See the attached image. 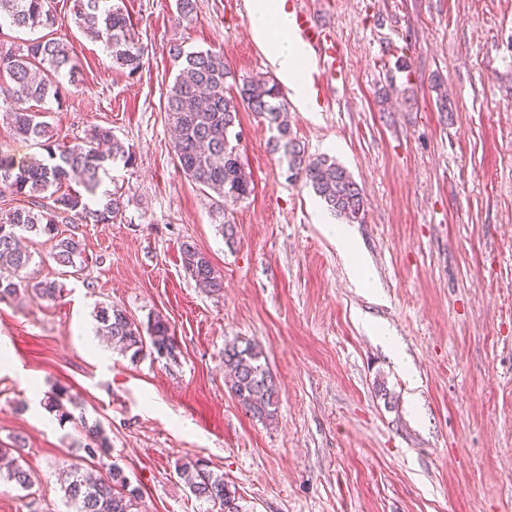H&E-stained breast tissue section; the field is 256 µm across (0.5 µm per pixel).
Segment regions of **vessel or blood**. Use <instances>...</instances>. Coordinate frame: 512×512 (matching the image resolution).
<instances>
[{
	"label": "vessel or blood",
	"instance_id": "vessel-or-blood-1",
	"mask_svg": "<svg viewBox=\"0 0 512 512\" xmlns=\"http://www.w3.org/2000/svg\"><path fill=\"white\" fill-rule=\"evenodd\" d=\"M290 12L291 35L314 56L313 88L317 95H326L336 82L347 77L342 45L334 29L319 20L307 0H291Z\"/></svg>",
	"mask_w": 512,
	"mask_h": 512
}]
</instances>
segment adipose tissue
Here are the masks:
<instances>
[{
	"instance_id": "ef3b65f1",
	"label": "adipose tissue",
	"mask_w": 512,
	"mask_h": 512,
	"mask_svg": "<svg viewBox=\"0 0 512 512\" xmlns=\"http://www.w3.org/2000/svg\"><path fill=\"white\" fill-rule=\"evenodd\" d=\"M251 33L262 47L277 76L297 94H304L303 71L307 51L288 34L290 14L286 0H248Z\"/></svg>"
}]
</instances>
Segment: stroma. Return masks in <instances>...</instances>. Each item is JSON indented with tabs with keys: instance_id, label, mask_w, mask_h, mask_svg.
Here are the masks:
<instances>
[{
	"instance_id": "obj_1",
	"label": "stroma",
	"mask_w": 512,
	"mask_h": 512,
	"mask_svg": "<svg viewBox=\"0 0 512 512\" xmlns=\"http://www.w3.org/2000/svg\"><path fill=\"white\" fill-rule=\"evenodd\" d=\"M240 0H118L144 49L134 77L51 0L52 35L79 60L78 85L46 101L58 142L111 128L134 164L101 188L122 221L63 224L83 262L63 269L30 236L34 275L53 301H0V448L30 469L0 482V512H68L62 470L98 472L79 422L42 403L64 385L100 422L111 460L140 488L138 512H213L175 469L206 459L247 512H512V0H312L340 39L349 80L288 120L308 155L344 166L364 191L350 229L371 266L356 284L325 224L337 218L289 179L271 133L241 112L240 155L254 190L226 238L211 202L176 165L161 107L170 52H223L236 79L274 71ZM415 79H397L396 71ZM224 277L210 294L185 274L183 242ZM163 316L176 357L130 360L94 332V310ZM257 341L279 389L273 421L251 419L224 373V345Z\"/></svg>"
}]
</instances>
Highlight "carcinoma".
<instances>
[{"label":"carcinoma","mask_w":512,"mask_h":512,"mask_svg":"<svg viewBox=\"0 0 512 512\" xmlns=\"http://www.w3.org/2000/svg\"><path fill=\"white\" fill-rule=\"evenodd\" d=\"M48 0H0V21L29 31L54 26L55 16ZM76 23L104 42L112 66L130 76L144 66V52L134 25L113 0H74ZM181 68L165 96L163 112L176 137L173 151L182 173L212 198L224 233L234 235L228 209L252 192V180L238 152L241 132L239 112L245 109L261 117L272 133L271 151L280 155L287 171L302 177L335 215L349 223L361 220L364 211L362 188L335 161L305 153L288 122L279 85L264 77L244 82L230 92L226 87L231 71L223 53L211 49L186 52L173 48ZM79 63L65 43L45 35L20 48L0 45V101L8 103L3 113L13 138L40 146L45 155L18 162L8 149L0 148V195L27 199L28 206L0 211V300L29 293L53 300L60 292L54 281L36 280L30 272L32 255L22 245L23 234L56 240L55 263L74 268L82 260L85 244L76 236L57 237L59 224H112L123 217V196L111 193L98 201L101 173L113 162L132 163L133 154L107 127L95 126L84 138L60 144L41 113L24 106L28 101L59 102L67 86L76 82ZM51 198L45 203L43 199ZM185 273L195 284L213 294L224 288V278L208 255L193 242L181 245ZM96 332L107 336L115 349L135 360L149 354L158 359L174 358L175 336L168 321L155 316L143 327L119 305L98 307ZM224 368L230 390L251 418L267 421L275 417L279 390L266 365L263 348L255 341L239 338L224 346ZM77 406L76 397L65 388H55L44 406L57 413L60 422L74 419L65 403ZM87 456L103 459L111 455L112 442L97 422L79 417ZM176 470L199 501L214 505L219 512H245L236 490L214 473L202 459L182 458ZM22 489L30 487V475L18 461L11 460L0 480ZM63 491L74 512H137L140 489L131 486L115 463L104 474L93 475L71 467Z\"/></svg>","instance_id":"cac0c4a2"}]
</instances>
